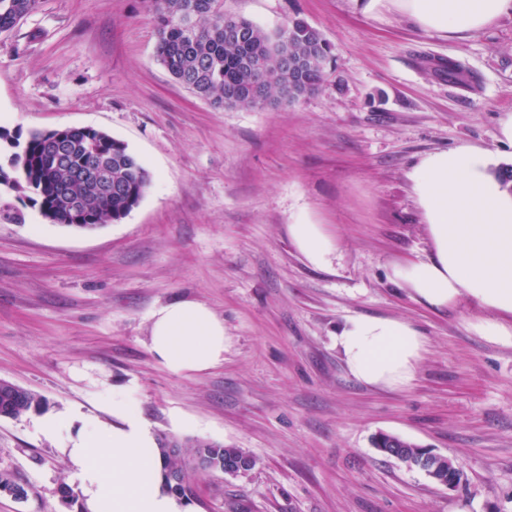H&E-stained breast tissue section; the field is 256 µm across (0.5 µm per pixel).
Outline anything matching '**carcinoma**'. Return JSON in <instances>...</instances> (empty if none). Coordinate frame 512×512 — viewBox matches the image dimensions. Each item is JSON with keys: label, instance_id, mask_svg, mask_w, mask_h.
Here are the masks:
<instances>
[{"label": "carcinoma", "instance_id": "carcinoma-1", "mask_svg": "<svg viewBox=\"0 0 512 512\" xmlns=\"http://www.w3.org/2000/svg\"><path fill=\"white\" fill-rule=\"evenodd\" d=\"M40 0H0V32L33 13ZM158 41L157 62L177 82L216 109H252L260 101L247 94L234 98L231 89L253 82L254 70L266 81L269 98L284 89L302 99L321 85L332 61L331 46L320 31L301 19L288 29L268 31L240 17H227L218 0H151ZM306 60L296 72L293 64ZM151 178L127 146L106 133L69 130L61 144L43 131L26 137L0 129V186L23 194L54 224L81 223L91 230L123 219L142 200ZM46 406L42 397L10 382L0 383V418L17 419ZM375 446L410 468L433 471L448 481L443 455L425 456L418 445L382 434ZM166 479L171 490L185 496L194 489L198 472L234 475L255 466L239 448L204 440L162 442ZM210 461L198 464L199 459Z\"/></svg>", "mask_w": 512, "mask_h": 512}]
</instances>
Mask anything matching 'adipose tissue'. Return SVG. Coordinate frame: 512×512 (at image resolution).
Wrapping results in <instances>:
<instances>
[{"mask_svg":"<svg viewBox=\"0 0 512 512\" xmlns=\"http://www.w3.org/2000/svg\"><path fill=\"white\" fill-rule=\"evenodd\" d=\"M387 1L421 28L444 34L476 31L512 13V0ZM493 163L489 151L460 146L428 154L412 168L411 190L432 253L394 264L391 277L433 311L474 303L484 315L473 330L512 342V194L492 175ZM288 233L310 265L329 266L336 244L324 225L292 224ZM335 344L356 381L401 390L415 381L428 342L407 321L358 316L345 322ZM148 346L166 371L202 374L224 361V321L200 301L168 303L150 318ZM108 405V423L80 412L37 421L44 435L59 440L84 512H195L169 488L156 435L132 400L116 393Z\"/></svg>","mask_w":512,"mask_h":512,"instance_id":"1","label":"adipose tissue"}]
</instances>
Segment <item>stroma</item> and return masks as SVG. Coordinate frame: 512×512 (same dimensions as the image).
Wrapping results in <instances>:
<instances>
[{
	"mask_svg": "<svg viewBox=\"0 0 512 512\" xmlns=\"http://www.w3.org/2000/svg\"><path fill=\"white\" fill-rule=\"evenodd\" d=\"M274 31L299 18L332 47L320 89L293 106L217 109L158 64L147 0H41L0 33V127H92L151 174L140 204L93 230L50 223L0 191V381L47 412L110 421L128 393L157 436L240 448L255 466L194 477L196 512H512V344L440 313L391 278L430 245L408 177L462 145L512 164V14L464 36L353 0H219ZM459 74L449 79V65ZM327 225L338 250L311 266L288 227ZM195 300L224 320V362L174 375L148 348L150 316ZM389 316L428 339L413 384L346 372V318ZM33 414L0 419V471L26 498L0 512H80L78 480ZM387 433L455 460L450 489L383 456ZM69 497H62L61 486Z\"/></svg>",
	"mask_w": 512,
	"mask_h": 512,
	"instance_id": "35a3bbf8",
	"label": "stroma"
}]
</instances>
